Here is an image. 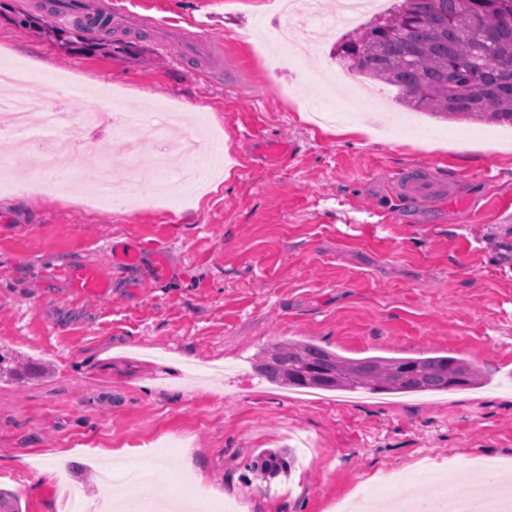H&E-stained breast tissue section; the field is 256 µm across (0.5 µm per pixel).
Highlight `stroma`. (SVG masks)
Masks as SVG:
<instances>
[{
  "instance_id": "1",
  "label": "stroma",
  "mask_w": 512,
  "mask_h": 512,
  "mask_svg": "<svg viewBox=\"0 0 512 512\" xmlns=\"http://www.w3.org/2000/svg\"><path fill=\"white\" fill-rule=\"evenodd\" d=\"M130 46L97 51L59 38L68 19L48 0H0V57L79 70L86 90L122 89L138 110L203 112L202 144L220 143L230 176L191 204L149 205L148 136L128 210L91 189L32 194L40 145H13L17 172L0 195V346L41 371L0 384V488L23 512H62L66 487L126 500L133 461L155 460L232 512H336L399 477L410 497L454 484L492 457L512 466V131L407 110L391 86L364 81L378 106L343 108L316 78L275 67V0H99ZM165 22L156 33L144 17ZM128 137L100 132L71 146L123 159ZM283 146L275 154L274 146ZM434 173L443 194L419 201L392 183ZM94 264L108 293L81 297L68 268ZM306 340L350 358L466 359L488 384L440 396L312 392L259 377L262 348ZM293 450L290 475L257 477L265 451Z\"/></svg>"
}]
</instances>
